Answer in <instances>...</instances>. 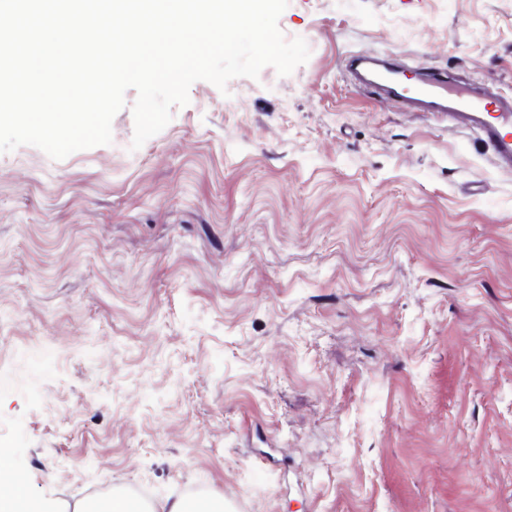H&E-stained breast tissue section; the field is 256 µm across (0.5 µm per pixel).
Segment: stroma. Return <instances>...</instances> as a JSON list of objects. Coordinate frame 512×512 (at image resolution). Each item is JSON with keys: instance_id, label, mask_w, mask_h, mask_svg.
<instances>
[{"instance_id": "stroma-1", "label": "stroma", "mask_w": 512, "mask_h": 512, "mask_svg": "<svg viewBox=\"0 0 512 512\" xmlns=\"http://www.w3.org/2000/svg\"><path fill=\"white\" fill-rule=\"evenodd\" d=\"M308 61L192 84L131 150L0 154V456L224 512H512V171L357 89L400 55L512 95V0H289Z\"/></svg>"}]
</instances>
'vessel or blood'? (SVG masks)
<instances>
[{
    "instance_id": "b4317fda",
    "label": "vessel or blood",
    "mask_w": 512,
    "mask_h": 512,
    "mask_svg": "<svg viewBox=\"0 0 512 512\" xmlns=\"http://www.w3.org/2000/svg\"><path fill=\"white\" fill-rule=\"evenodd\" d=\"M359 85L373 95L421 112H438L476 132L492 160L512 167V100L454 86L449 74L407 66L396 57L351 59Z\"/></svg>"
}]
</instances>
